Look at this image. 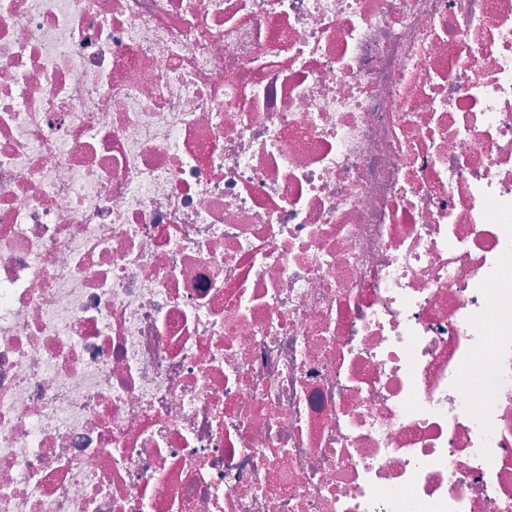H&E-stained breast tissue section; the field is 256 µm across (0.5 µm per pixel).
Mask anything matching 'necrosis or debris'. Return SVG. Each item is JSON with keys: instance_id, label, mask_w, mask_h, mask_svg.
Returning a JSON list of instances; mask_svg holds the SVG:
<instances>
[{"instance_id": "necrosis-or-debris-1", "label": "necrosis or debris", "mask_w": 512, "mask_h": 512, "mask_svg": "<svg viewBox=\"0 0 512 512\" xmlns=\"http://www.w3.org/2000/svg\"><path fill=\"white\" fill-rule=\"evenodd\" d=\"M0 512H512V0H0Z\"/></svg>"}]
</instances>
